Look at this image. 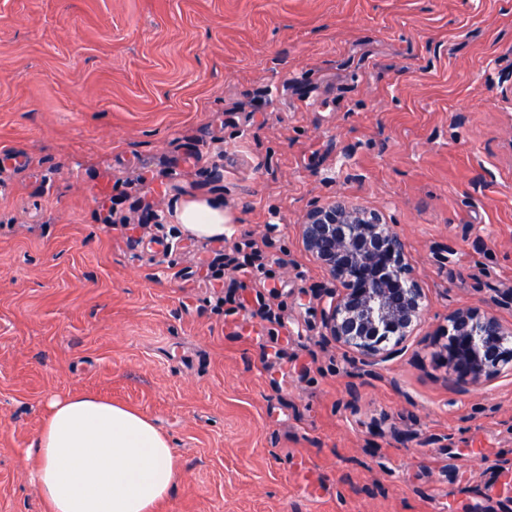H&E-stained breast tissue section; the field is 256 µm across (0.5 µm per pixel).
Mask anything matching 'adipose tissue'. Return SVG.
<instances>
[{
  "label": "adipose tissue",
  "instance_id": "ef3b65f1",
  "mask_svg": "<svg viewBox=\"0 0 512 512\" xmlns=\"http://www.w3.org/2000/svg\"><path fill=\"white\" fill-rule=\"evenodd\" d=\"M184 232L223 238V207L191 199L175 207ZM49 512H155L174 486V452L144 414L92 393L53 399L29 450Z\"/></svg>",
  "mask_w": 512,
  "mask_h": 512
}]
</instances>
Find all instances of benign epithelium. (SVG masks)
I'll return each mask as SVG.
<instances>
[{"mask_svg":"<svg viewBox=\"0 0 512 512\" xmlns=\"http://www.w3.org/2000/svg\"><path fill=\"white\" fill-rule=\"evenodd\" d=\"M308 252L336 281L324 310L326 340L372 368L413 335L424 294L405 243L381 213L344 197L311 209L301 224ZM442 335L457 380L469 384L512 371V329L496 316L460 308Z\"/></svg>","mask_w":512,"mask_h":512,"instance_id":"1","label":"benign epithelium"}]
</instances>
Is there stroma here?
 Returning a JSON list of instances; mask_svg holds the SVG:
<instances>
[{"mask_svg":"<svg viewBox=\"0 0 512 512\" xmlns=\"http://www.w3.org/2000/svg\"><path fill=\"white\" fill-rule=\"evenodd\" d=\"M339 195L425 296L369 373L298 229ZM460 307L512 327V0H0V512H46L25 450L87 392L169 438L156 512H512V373L455 383ZM175 215L184 232L200 239H224L228 226L224 219V207L205 199L182 201L175 207Z\"/></svg>","mask_w":512,"mask_h":512,"instance_id":"obj_1","label":"stroma"}]
</instances>
